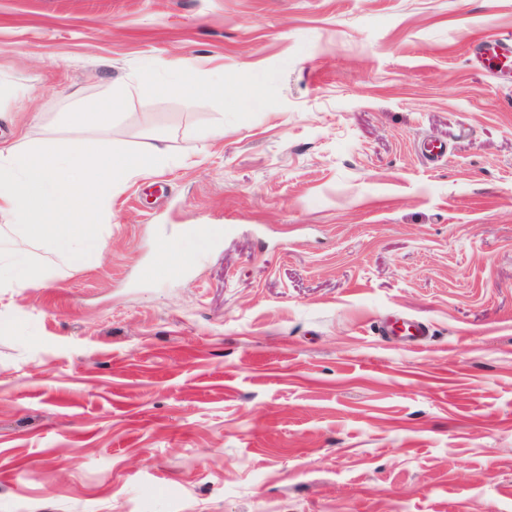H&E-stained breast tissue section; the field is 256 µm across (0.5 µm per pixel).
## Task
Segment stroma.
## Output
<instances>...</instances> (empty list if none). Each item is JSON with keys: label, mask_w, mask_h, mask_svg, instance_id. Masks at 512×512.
Instances as JSON below:
<instances>
[{"label": "stroma", "mask_w": 512, "mask_h": 512, "mask_svg": "<svg viewBox=\"0 0 512 512\" xmlns=\"http://www.w3.org/2000/svg\"><path fill=\"white\" fill-rule=\"evenodd\" d=\"M504 39L512 0H0L1 144L170 155L95 262L19 245L0 512H512ZM482 57L491 73L499 74L500 71L512 67V47L509 45L486 46L483 48ZM379 336H401V340L406 343H413L424 336H428L429 327L420 320H410L404 323L402 327H396L389 321L381 322L376 328Z\"/></svg>", "instance_id": "1"}]
</instances>
